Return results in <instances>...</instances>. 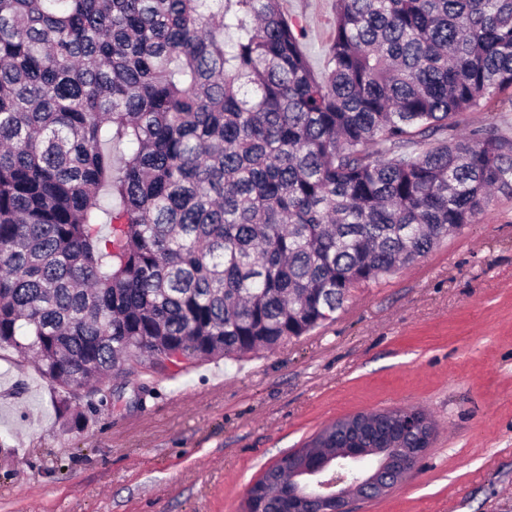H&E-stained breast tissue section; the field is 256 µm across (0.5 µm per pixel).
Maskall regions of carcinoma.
I'll return each instance as SVG.
<instances>
[{"instance_id":"1","label":"carcinoma","mask_w":512,"mask_h":512,"mask_svg":"<svg viewBox=\"0 0 512 512\" xmlns=\"http://www.w3.org/2000/svg\"><path fill=\"white\" fill-rule=\"evenodd\" d=\"M304 37L279 0H0V347L69 429L112 376L303 336L512 199V138L454 134L512 90V0H336L321 73Z\"/></svg>"}]
</instances>
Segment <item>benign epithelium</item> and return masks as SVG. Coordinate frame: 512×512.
<instances>
[{
  "label": "benign epithelium",
  "instance_id": "benign-epithelium-1",
  "mask_svg": "<svg viewBox=\"0 0 512 512\" xmlns=\"http://www.w3.org/2000/svg\"><path fill=\"white\" fill-rule=\"evenodd\" d=\"M420 428L416 448H359L347 445L318 454L291 467L305 487L288 490L289 512H351L355 497H382L402 482L429 447L432 429L428 421L410 408L381 411L347 418L352 434L390 436L397 419Z\"/></svg>",
  "mask_w": 512,
  "mask_h": 512
}]
</instances>
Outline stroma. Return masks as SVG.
I'll use <instances>...</instances> for the list:
<instances>
[{"instance_id": "obj_1", "label": "stroma", "mask_w": 512, "mask_h": 512, "mask_svg": "<svg viewBox=\"0 0 512 512\" xmlns=\"http://www.w3.org/2000/svg\"><path fill=\"white\" fill-rule=\"evenodd\" d=\"M323 71L335 0H280ZM68 432L59 388L0 349V512H240L264 469L326 425L414 408L415 469L356 512H512V200L413 266L354 288L334 320L270 351L142 372Z\"/></svg>"}]
</instances>
